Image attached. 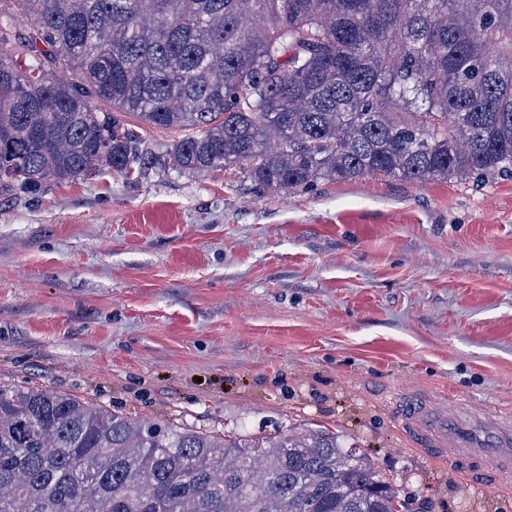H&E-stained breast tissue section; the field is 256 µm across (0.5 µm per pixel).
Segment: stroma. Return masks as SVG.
Listing matches in <instances>:
<instances>
[{"label":"stroma","instance_id":"obj_1","mask_svg":"<svg viewBox=\"0 0 512 512\" xmlns=\"http://www.w3.org/2000/svg\"><path fill=\"white\" fill-rule=\"evenodd\" d=\"M145 169L0 203V383L264 437L336 433L409 512H512L415 447L390 398L512 413V178L268 193L242 165Z\"/></svg>","mask_w":512,"mask_h":512}]
</instances>
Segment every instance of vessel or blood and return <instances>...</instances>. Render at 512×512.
<instances>
[{
    "mask_svg": "<svg viewBox=\"0 0 512 512\" xmlns=\"http://www.w3.org/2000/svg\"><path fill=\"white\" fill-rule=\"evenodd\" d=\"M394 417L408 439L452 469L480 476L512 474V424L506 418L465 413L437 397L404 390L395 399Z\"/></svg>",
    "mask_w": 512,
    "mask_h": 512,
    "instance_id": "1",
    "label": "vessel or blood"
}]
</instances>
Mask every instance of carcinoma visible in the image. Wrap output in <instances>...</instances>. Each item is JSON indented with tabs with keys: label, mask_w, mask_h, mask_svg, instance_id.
I'll return each mask as SVG.
<instances>
[{
	"label": "carcinoma",
	"mask_w": 512,
	"mask_h": 512,
	"mask_svg": "<svg viewBox=\"0 0 512 512\" xmlns=\"http://www.w3.org/2000/svg\"><path fill=\"white\" fill-rule=\"evenodd\" d=\"M0 51V198L152 156L87 90L192 128L172 165L263 190L512 178V0H17ZM24 62H18V57ZM323 430L246 439L0 386V512H395ZM0 16L12 26L14 32H20L29 36L35 35V26L30 20L18 11V7L12 0H0Z\"/></svg>",
	"instance_id": "1"
}]
</instances>
